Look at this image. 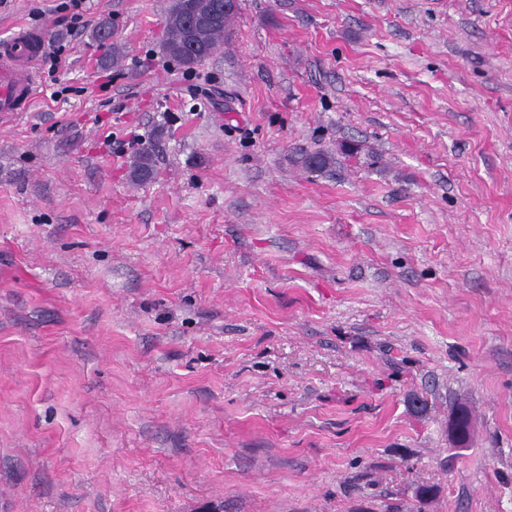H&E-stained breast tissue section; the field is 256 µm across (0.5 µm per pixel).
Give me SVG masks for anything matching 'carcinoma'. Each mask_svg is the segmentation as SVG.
Returning a JSON list of instances; mask_svg holds the SVG:
<instances>
[{"mask_svg":"<svg viewBox=\"0 0 512 512\" xmlns=\"http://www.w3.org/2000/svg\"><path fill=\"white\" fill-rule=\"evenodd\" d=\"M218 3H224V0H172L166 15L167 37L163 45L170 58L185 66H192L212 56L222 47L224 35L237 14V4H232L223 12L220 23L198 32L192 42L187 39L185 27L187 5L191 4L198 10L213 11ZM306 159L309 160L307 167L315 171L333 163L331 155L320 150L307 154ZM154 162L153 150L149 147L143 149L133 161V178L138 181L151 178L155 171Z\"/></svg>","mask_w":512,"mask_h":512,"instance_id":"obj_1","label":"carcinoma"}]
</instances>
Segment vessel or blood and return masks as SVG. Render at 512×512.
Here are the masks:
<instances>
[{
    "mask_svg": "<svg viewBox=\"0 0 512 512\" xmlns=\"http://www.w3.org/2000/svg\"><path fill=\"white\" fill-rule=\"evenodd\" d=\"M45 43V33L36 29L0 41V112H18L30 103L37 89L33 64Z\"/></svg>",
    "mask_w": 512,
    "mask_h": 512,
    "instance_id": "1",
    "label": "vessel or blood"
}]
</instances>
